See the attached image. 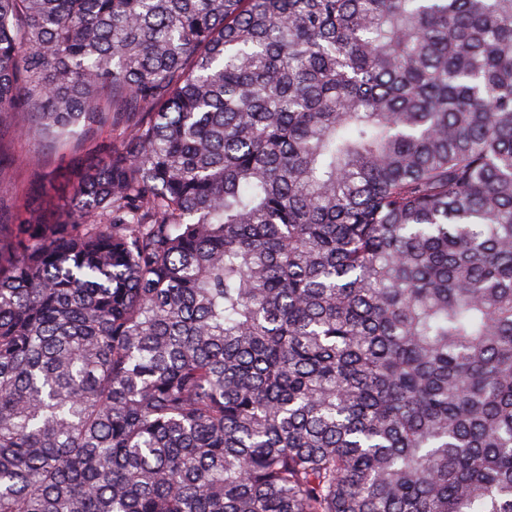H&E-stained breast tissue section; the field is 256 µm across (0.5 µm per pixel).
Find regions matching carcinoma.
Wrapping results in <instances>:
<instances>
[{
	"mask_svg": "<svg viewBox=\"0 0 512 512\" xmlns=\"http://www.w3.org/2000/svg\"><path fill=\"white\" fill-rule=\"evenodd\" d=\"M0 512H512V0H0ZM35 136L16 135L1 139V152L16 160L9 172L0 176V201L6 211L23 213L34 207L54 211L68 197L74 165L93 161L92 144L77 152Z\"/></svg>",
	"mask_w": 512,
	"mask_h": 512,
	"instance_id": "obj_1",
	"label": "carcinoma"
}]
</instances>
